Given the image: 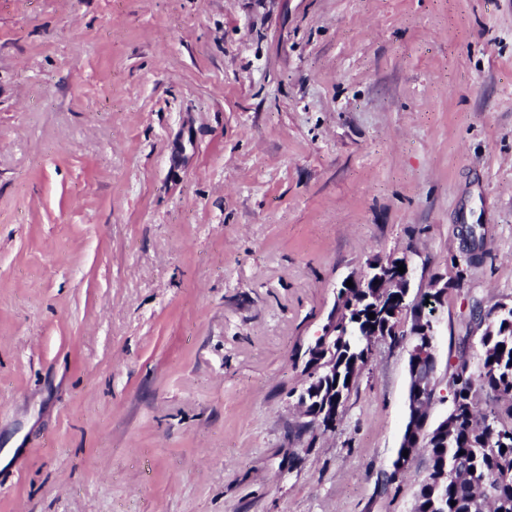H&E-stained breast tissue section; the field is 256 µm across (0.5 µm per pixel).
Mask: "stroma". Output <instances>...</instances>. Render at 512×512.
Returning <instances> with one entry per match:
<instances>
[{"mask_svg": "<svg viewBox=\"0 0 512 512\" xmlns=\"http://www.w3.org/2000/svg\"><path fill=\"white\" fill-rule=\"evenodd\" d=\"M389 256L435 424L512 305V0H0V512H412L413 313L298 408ZM390 256L386 258L388 262ZM404 264L405 272L400 274L398 267ZM352 279L353 287H347L346 282ZM378 280V284H375ZM389 284L392 290L396 293L388 301L386 307L381 314L385 316L387 324L393 325L391 335H388L387 330L384 335L376 334L374 336H395L398 321L403 315L404 311L408 308L407 299L410 291L411 284V270L406 259L392 258L388 264L376 261L368 264L367 270L364 271L357 278L348 277L343 282L342 288H346L342 295V311L336 317L334 312L331 322L322 336H319L315 346L309 349V355H315V361L312 363L314 376L321 374L332 366L327 340L336 336V326H346L350 321L352 313L356 310L355 300L353 293L360 290L365 295V300L372 301L376 306L382 307L384 299L378 298L375 292L376 287L380 283ZM392 320V321H391ZM362 321L358 326L350 328L347 336H336V344L334 345L336 353V373H325L318 376L314 380V384H310L312 388L322 390V399L318 406L319 412L323 409V404L327 398L329 401L336 399V405L331 409L326 424L330 427L336 426V408L339 409L340 414L345 398L359 379L361 372L366 365L369 349L367 347V339L365 336V325L368 322ZM347 378H350V383H347Z\"/></svg>", "mask_w": 512, "mask_h": 512, "instance_id": "obj_1", "label": "stroma"}]
</instances>
